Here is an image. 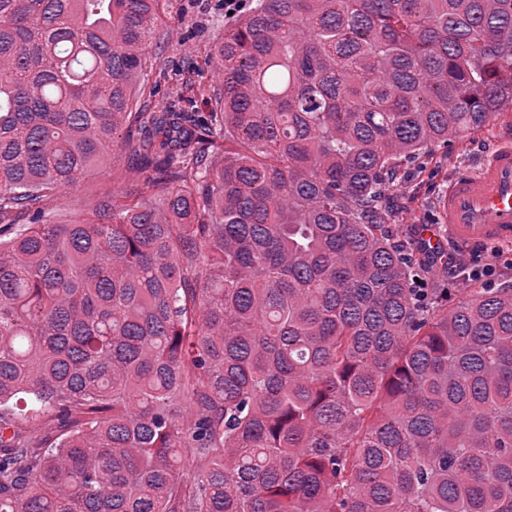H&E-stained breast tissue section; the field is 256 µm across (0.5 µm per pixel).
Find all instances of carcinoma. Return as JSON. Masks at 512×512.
<instances>
[{"mask_svg":"<svg viewBox=\"0 0 512 512\" xmlns=\"http://www.w3.org/2000/svg\"><path fill=\"white\" fill-rule=\"evenodd\" d=\"M158 2L0 0V512H512V287H417L387 194L512 102V0H246L215 111L133 112ZM128 156L125 152L111 154L94 176L77 188L55 198L49 206L54 221L58 224H68L84 216L106 196L124 189L127 185L125 179Z\"/></svg>","mask_w":512,"mask_h":512,"instance_id":"1","label":"carcinoma"}]
</instances>
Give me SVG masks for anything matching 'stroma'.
<instances>
[{"label":"stroma","mask_w":512,"mask_h":512,"mask_svg":"<svg viewBox=\"0 0 512 512\" xmlns=\"http://www.w3.org/2000/svg\"><path fill=\"white\" fill-rule=\"evenodd\" d=\"M223 13L219 0H191L184 16L161 14L149 49L151 63L141 76L142 87L152 92L144 101L146 111L158 112L175 104L189 112L210 111L208 98L223 84L210 59L214 43L224 32ZM187 79L197 93L192 100L182 101L178 91ZM511 129L506 117L454 141L447 151L437 152L424 173L394 189L405 223H437V201L449 178L458 169L488 158L492 145ZM128 161L127 153L111 154L94 176L55 198L50 204L54 221L66 224L81 218L106 196L124 189Z\"/></svg>","instance_id":"stroma-1"}]
</instances>
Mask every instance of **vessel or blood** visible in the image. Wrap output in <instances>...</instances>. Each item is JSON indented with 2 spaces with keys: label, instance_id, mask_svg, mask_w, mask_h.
I'll use <instances>...</instances> for the list:
<instances>
[{
  "label": "vessel or blood",
  "instance_id": "1",
  "mask_svg": "<svg viewBox=\"0 0 512 512\" xmlns=\"http://www.w3.org/2000/svg\"><path fill=\"white\" fill-rule=\"evenodd\" d=\"M442 223L458 244L489 247L512 240V136L477 170L457 173L439 204Z\"/></svg>",
  "mask_w": 512,
  "mask_h": 512
}]
</instances>
